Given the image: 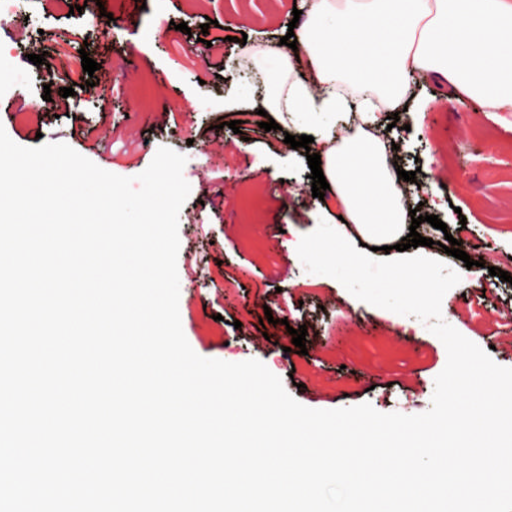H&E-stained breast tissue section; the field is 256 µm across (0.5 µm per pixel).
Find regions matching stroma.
I'll list each match as a JSON object with an SVG mask.
<instances>
[{
    "mask_svg": "<svg viewBox=\"0 0 512 512\" xmlns=\"http://www.w3.org/2000/svg\"><path fill=\"white\" fill-rule=\"evenodd\" d=\"M145 2L134 15L114 13L103 27L90 12H71V0H18L19 11L40 22L20 36L0 28V48L15 53L10 73L0 76V126L18 145L63 142L125 177L142 173L159 147L186 156L191 192L179 214V313L198 355L260 360L312 409L367 403L382 413L427 411L447 361L443 343L417 318L371 306L336 279L305 270L297 253L302 236L322 220L339 226L343 210L332 191L313 197L305 148L284 142L300 116L277 112L275 130L260 126L261 109L277 93L278 54L253 61L266 78L261 90L234 66L239 37L279 42L293 9H304L306 0H201L198 8L194 0ZM208 18L212 27L201 31ZM182 22L187 31H178ZM205 33L223 44L207 47L200 41ZM84 53L114 73L111 91L97 99L74 96L60 108L43 100L49 68L79 79ZM32 54L44 55V64L29 62ZM218 59L219 76L197 85L195 72ZM416 85L430 101L423 124L404 116L392 132L398 167L416 174L405 199L447 223L446 230H428L433 244L425 255L471 271L445 294L442 316L494 362L512 367V356L495 348L482 327L499 311H512V283L466 267L439 245L449 234L474 260L512 254V123L426 74ZM170 111L177 126L166 123ZM233 120L238 129H230ZM86 124L101 131L134 127V141L116 142L108 153L85 149L77 131ZM485 288L493 291L488 307L469 308ZM302 325L303 355L290 349V331Z\"/></svg>",
    "mask_w": 512,
    "mask_h": 512,
    "instance_id": "35a3bbf8",
    "label": "stroma"
}]
</instances>
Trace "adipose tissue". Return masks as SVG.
Segmentation results:
<instances>
[{
    "mask_svg": "<svg viewBox=\"0 0 512 512\" xmlns=\"http://www.w3.org/2000/svg\"><path fill=\"white\" fill-rule=\"evenodd\" d=\"M296 39L280 54L279 94L267 107L302 113L311 127L326 115L357 114L356 133L326 132L318 153L362 236L395 241L412 222L380 122L403 110L423 121L426 103L409 75L428 72L512 122V0H314Z\"/></svg>",
    "mask_w": 512,
    "mask_h": 512,
    "instance_id": "adipose-tissue-1",
    "label": "adipose tissue"
}]
</instances>
